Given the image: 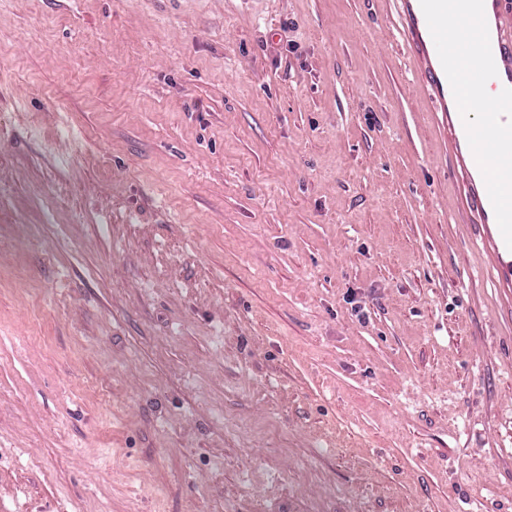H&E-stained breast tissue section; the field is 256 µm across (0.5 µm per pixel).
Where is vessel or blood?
I'll use <instances>...</instances> for the list:
<instances>
[{
    "instance_id": "1",
    "label": "vessel or blood",
    "mask_w": 512,
    "mask_h": 512,
    "mask_svg": "<svg viewBox=\"0 0 512 512\" xmlns=\"http://www.w3.org/2000/svg\"><path fill=\"white\" fill-rule=\"evenodd\" d=\"M485 17L497 75L494 91L512 88V0H484ZM398 28L408 55L419 63L417 76L429 92L440 129L447 133L462 173L468 202L478 217L474 246L489 257L497 287L512 288V249L499 229L487 187L469 146L451 85L441 65L420 0H400Z\"/></svg>"
}]
</instances>
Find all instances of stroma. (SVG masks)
Segmentation results:
<instances>
[{
  "mask_svg": "<svg viewBox=\"0 0 512 512\" xmlns=\"http://www.w3.org/2000/svg\"><path fill=\"white\" fill-rule=\"evenodd\" d=\"M395 0H0V512H512V315Z\"/></svg>",
  "mask_w": 512,
  "mask_h": 512,
  "instance_id": "obj_1",
  "label": "stroma"
}]
</instances>
